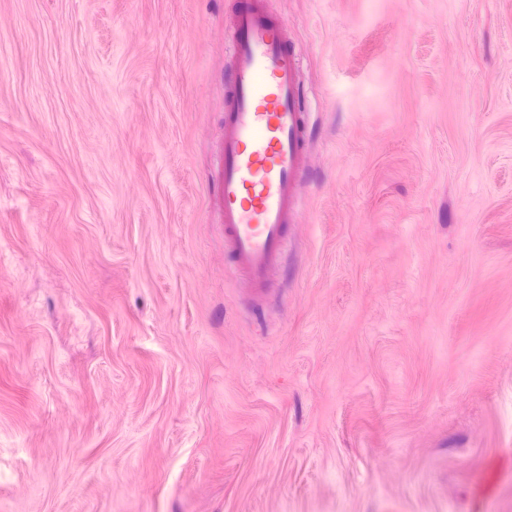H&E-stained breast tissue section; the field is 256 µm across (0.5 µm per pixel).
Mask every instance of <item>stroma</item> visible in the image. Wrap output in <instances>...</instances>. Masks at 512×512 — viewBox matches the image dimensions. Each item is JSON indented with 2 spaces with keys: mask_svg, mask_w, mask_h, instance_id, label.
<instances>
[{
  "mask_svg": "<svg viewBox=\"0 0 512 512\" xmlns=\"http://www.w3.org/2000/svg\"><path fill=\"white\" fill-rule=\"evenodd\" d=\"M268 6L310 129L255 308L236 0H0V512H512V0Z\"/></svg>",
  "mask_w": 512,
  "mask_h": 512,
  "instance_id": "1",
  "label": "stroma"
}]
</instances>
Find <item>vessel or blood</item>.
<instances>
[{
  "instance_id": "b4317fda",
  "label": "vessel or blood",
  "mask_w": 512,
  "mask_h": 512,
  "mask_svg": "<svg viewBox=\"0 0 512 512\" xmlns=\"http://www.w3.org/2000/svg\"><path fill=\"white\" fill-rule=\"evenodd\" d=\"M230 27L232 86L214 206L230 269L262 298L295 222L309 114L288 30L266 0H240Z\"/></svg>"
}]
</instances>
